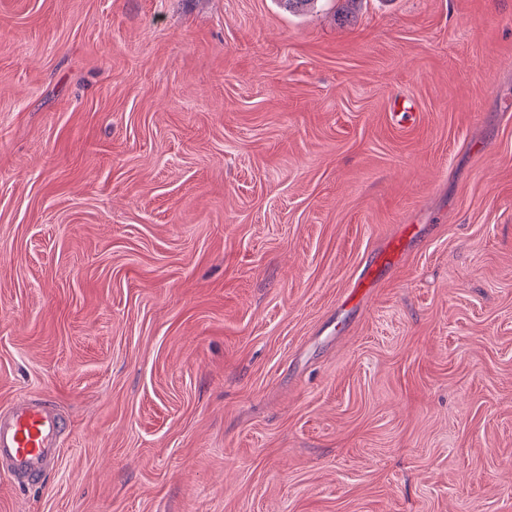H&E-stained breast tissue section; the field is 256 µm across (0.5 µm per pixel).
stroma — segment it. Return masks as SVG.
I'll list each match as a JSON object with an SVG mask.
<instances>
[{
  "label": "stroma",
  "mask_w": 512,
  "mask_h": 512,
  "mask_svg": "<svg viewBox=\"0 0 512 512\" xmlns=\"http://www.w3.org/2000/svg\"><path fill=\"white\" fill-rule=\"evenodd\" d=\"M43 398L0 512H512V0H0V409ZM62 429L60 417L46 403L0 411V464L21 481L39 478L58 455Z\"/></svg>",
  "instance_id": "35a3bbf8"
}]
</instances>
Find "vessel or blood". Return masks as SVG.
<instances>
[{
	"mask_svg": "<svg viewBox=\"0 0 512 512\" xmlns=\"http://www.w3.org/2000/svg\"><path fill=\"white\" fill-rule=\"evenodd\" d=\"M62 429L60 417L44 403L0 411V464L19 480L39 477L58 455Z\"/></svg>",
	"mask_w": 512,
	"mask_h": 512,
	"instance_id": "b4317fda",
	"label": "vessel or blood"
}]
</instances>
